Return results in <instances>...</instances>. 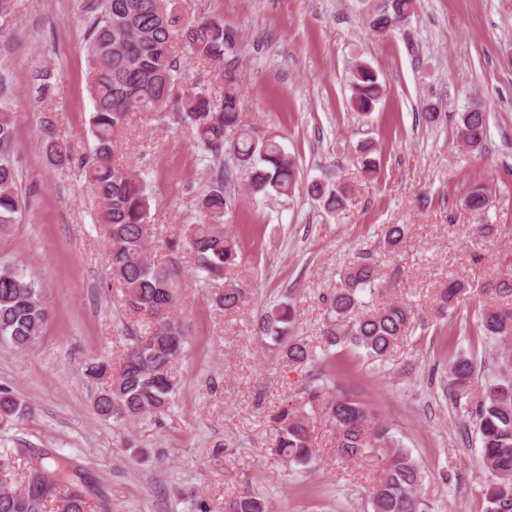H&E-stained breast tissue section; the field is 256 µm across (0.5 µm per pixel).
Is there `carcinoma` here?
Returning a JSON list of instances; mask_svg holds the SVG:
<instances>
[{
	"instance_id": "cac0c4a2",
	"label": "carcinoma",
	"mask_w": 512,
	"mask_h": 512,
	"mask_svg": "<svg viewBox=\"0 0 512 512\" xmlns=\"http://www.w3.org/2000/svg\"><path fill=\"white\" fill-rule=\"evenodd\" d=\"M21 7V0H0V38L9 30ZM417 9V0H387L376 10L369 26L376 34L387 35L402 26ZM86 11L90 23L86 32L88 62L87 91L92 101L88 130L93 141L91 153L74 157L70 146L54 138L52 120H42L41 133L50 166L65 169L76 165L100 208V221L107 228L108 258L112 277L122 289L124 305L148 316L150 329L130 338L118 371L112 363L96 359L87 364L86 375L100 383L94 408L103 418L117 422L162 416L169 410L176 390L172 367L185 353L186 331L172 313L178 303L176 268L159 266L148 260L146 247L153 238L149 224L150 192L147 181L115 159L116 133L129 116L140 112L160 118L172 117L191 129L194 146L203 161L217 165L208 191L196 202L198 215L185 225V237L193 253L196 271L208 279L221 278L224 269L237 265L240 246L236 237L224 230V216L233 207L224 191L234 173L249 177L248 190L254 198L273 194L287 196L293 190L299 168L274 133H260L241 125L238 78L227 68L228 57L237 53L239 33L211 16L186 22L171 4L158 0H89ZM181 42L195 57L212 65L224 81V96L213 99L202 87L177 91L181 75L175 55ZM41 97L51 99L60 91L59 76L50 68L37 73ZM382 95L376 72L365 62L356 65L352 79L353 109L368 115ZM15 113L6 94L0 93V233L18 223V215L28 206L20 189L14 149ZM488 118L477 109L462 112L458 128L462 139L473 149L487 136ZM236 137L226 142V135ZM362 177L373 180L378 162L370 145L361 147ZM354 188L345 181L328 187L312 185V194L330 212L346 209ZM404 238L399 224L384 232V248L395 251ZM376 269L368 263L351 267L341 287L326 298L324 345L331 349L350 344L372 359H385L395 342L412 323L411 311L394 302L367 309L363 296L377 290ZM469 285L451 278L440 291L437 308L448 312ZM495 292L512 298V275L504 273L484 283L481 292ZM243 288L230 282L216 291L211 301L224 312L238 307ZM294 307L277 303L256 323V334L271 344L286 347V356L295 363L310 358L308 347L293 339ZM50 319L48 306L37 282L28 278L17 264L0 265V343L17 350L32 346ZM480 340L493 341L507 355L512 351V306H491L476 320ZM451 378L442 392L465 422L474 425L481 443V459L487 502L485 512H512V379L498 380L484 387L481 398L471 403L465 398L477 375L474 359L457 356L450 366ZM326 414L337 427L339 457L353 459L365 449H390L371 496L372 512H425L418 495L423 481L419 462L400 447L391 429L374 421L364 403L338 393L326 401ZM29 405L13 392L0 389V425L28 415ZM275 451L289 463L309 464L314 455L308 422L283 410L276 416ZM54 468L41 462L24 474L25 488H12L13 479L0 461V512H45L48 504L56 512H92L83 487L73 479L62 480L65 465L53 458ZM227 512H267L261 497L243 491L227 503Z\"/></svg>"
}]
</instances>
